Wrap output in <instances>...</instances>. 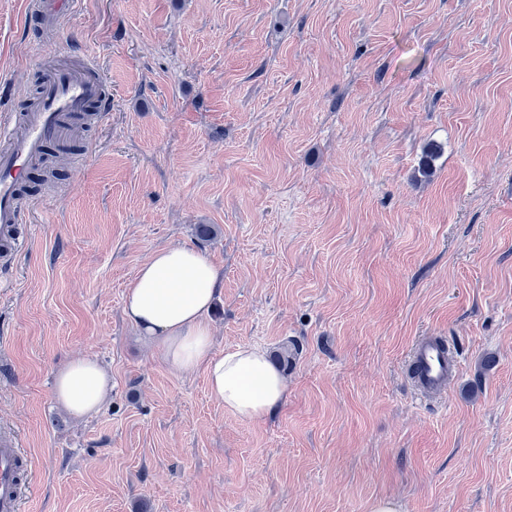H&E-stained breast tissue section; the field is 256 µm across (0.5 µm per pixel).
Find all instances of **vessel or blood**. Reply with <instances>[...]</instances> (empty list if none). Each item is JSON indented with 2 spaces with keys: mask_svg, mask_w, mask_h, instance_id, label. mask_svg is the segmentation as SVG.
<instances>
[{
  "mask_svg": "<svg viewBox=\"0 0 512 512\" xmlns=\"http://www.w3.org/2000/svg\"><path fill=\"white\" fill-rule=\"evenodd\" d=\"M84 0H30V18L51 15L69 20ZM112 108L104 79L94 63L59 64L47 69L37 97L23 110L0 104V261L9 262L21 249L20 229L30 223L32 203L23 188L33 170L43 168L48 148L69 153L78 126L87 119L102 121ZM414 382L419 394L441 393L457 375L459 365L445 343L435 337L413 349ZM22 450L17 435L0 436V512H22L27 481L20 472Z\"/></svg>",
  "mask_w": 512,
  "mask_h": 512,
  "instance_id": "vessel-or-blood-1",
  "label": "vessel or blood"
}]
</instances>
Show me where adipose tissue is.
<instances>
[{"instance_id":"1","label":"adipose tissue","mask_w":512,"mask_h":512,"mask_svg":"<svg viewBox=\"0 0 512 512\" xmlns=\"http://www.w3.org/2000/svg\"><path fill=\"white\" fill-rule=\"evenodd\" d=\"M219 285L218 269L204 251L181 245L158 248L129 285L124 315L171 370L203 369L213 399L241 420H258L281 404L284 378L261 349L240 346L213 353L206 315ZM111 391V375L88 357L70 361L54 374L55 400L76 417L100 409Z\"/></svg>"}]
</instances>
